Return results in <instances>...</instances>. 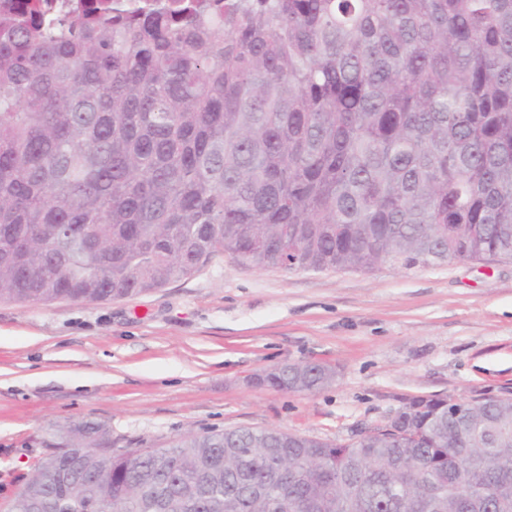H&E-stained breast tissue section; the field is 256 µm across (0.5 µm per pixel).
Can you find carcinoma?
<instances>
[{
    "label": "carcinoma",
    "mask_w": 512,
    "mask_h": 512,
    "mask_svg": "<svg viewBox=\"0 0 512 512\" xmlns=\"http://www.w3.org/2000/svg\"><path fill=\"white\" fill-rule=\"evenodd\" d=\"M284 271L512 258V0H53L0 11V302L100 303L215 254ZM321 364L263 383L313 391ZM56 444L9 512H512V398L346 445L270 428Z\"/></svg>",
    "instance_id": "obj_1"
}]
</instances>
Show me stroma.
Listing matches in <instances>:
<instances>
[{
  "label": "stroma",
  "instance_id": "1",
  "mask_svg": "<svg viewBox=\"0 0 512 512\" xmlns=\"http://www.w3.org/2000/svg\"><path fill=\"white\" fill-rule=\"evenodd\" d=\"M306 363L331 383L258 382ZM421 397H512V259L285 272L224 252L124 299L0 302V512L79 422L116 449L238 427L348 444ZM331 370L321 364H285L268 372L263 383L276 391H313L330 383Z\"/></svg>",
  "mask_w": 512,
  "mask_h": 512
}]
</instances>
